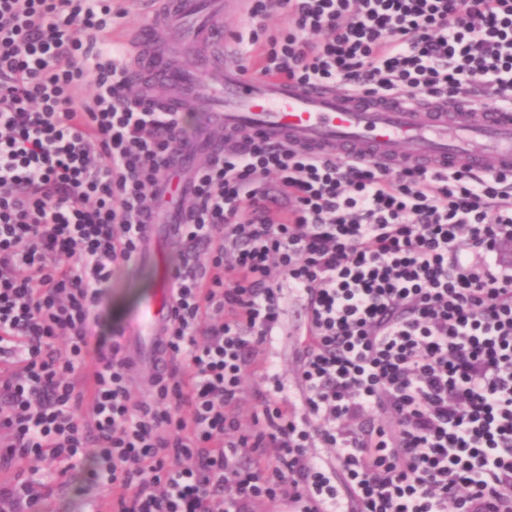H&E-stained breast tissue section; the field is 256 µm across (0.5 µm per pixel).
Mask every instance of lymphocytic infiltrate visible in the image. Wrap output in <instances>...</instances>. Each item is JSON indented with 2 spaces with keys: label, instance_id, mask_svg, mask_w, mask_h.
Instances as JSON below:
<instances>
[{
  "label": "lymphocytic infiltrate",
  "instance_id": "obj_1",
  "mask_svg": "<svg viewBox=\"0 0 512 512\" xmlns=\"http://www.w3.org/2000/svg\"><path fill=\"white\" fill-rule=\"evenodd\" d=\"M111 33L112 0H0V512H54L53 463L109 512H512V170L205 159L136 397L110 291L193 125ZM235 41L264 76L512 104V0H250ZM305 321V312L302 301L288 299L285 305L284 329L282 335L272 347V356L283 370L291 369L292 360L296 350V330Z\"/></svg>",
  "mask_w": 512,
  "mask_h": 512
}]
</instances>
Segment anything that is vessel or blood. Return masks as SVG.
<instances>
[{"instance_id": "1", "label": "vessel or blood", "mask_w": 512, "mask_h": 512, "mask_svg": "<svg viewBox=\"0 0 512 512\" xmlns=\"http://www.w3.org/2000/svg\"><path fill=\"white\" fill-rule=\"evenodd\" d=\"M147 22L134 28L127 69L142 97L166 112H194L193 135L173 158L175 186L158 193L162 219L144 226L138 258L160 265L191 198L188 172L199 157L222 154L233 137L260 133L314 154L333 152L392 166L402 159L431 162L440 170L458 163L474 171L512 165V108L475 112L472 99L372 97L274 77L244 80L224 16L242 14L246 0H146ZM197 52L185 64L178 46ZM172 282L126 323L124 336L137 377L162 365Z\"/></svg>"}]
</instances>
